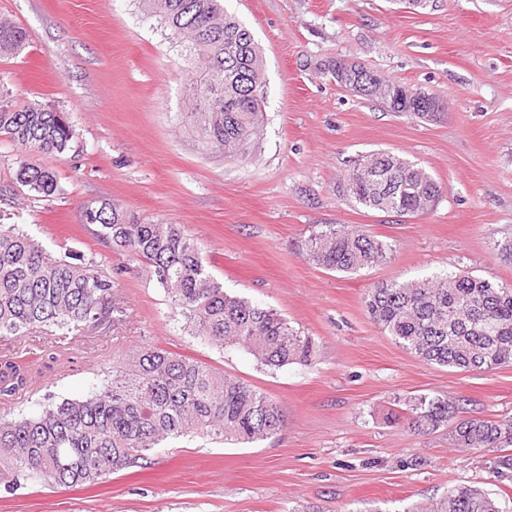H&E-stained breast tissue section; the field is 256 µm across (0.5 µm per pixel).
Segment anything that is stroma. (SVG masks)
I'll return each mask as SVG.
<instances>
[{
    "mask_svg": "<svg viewBox=\"0 0 512 512\" xmlns=\"http://www.w3.org/2000/svg\"><path fill=\"white\" fill-rule=\"evenodd\" d=\"M263 58L258 146L237 161L203 150L180 122L188 75L169 30L139 0H0V21L26 34L0 55L13 101L67 113L69 149L40 161L58 190L0 198L49 258L80 252L95 271L121 268L125 321L38 379L0 415L32 414L44 395L77 398L144 342L189 355L266 393L286 422L271 438L223 444L187 437L89 489L28 481L0 490V512H405L449 487L475 484L512 512V481L484 467L494 448L451 447L447 429L421 436L404 419L414 397L456 398L469 414L512 418V365L487 373L428 364L369 317L382 280L467 272L512 284L494 241L512 237V0H224ZM431 93L445 112L420 119L340 87L336 60ZM389 151L443 187L428 213L362 208L341 186L353 160ZM137 219L183 225L225 289L281 312L312 336V365L261 366L241 350L189 336L179 313L126 256L82 224L92 201ZM360 226L393 246L356 273L312 264L301 244L328 225Z\"/></svg>",
    "mask_w": 512,
    "mask_h": 512,
    "instance_id": "1",
    "label": "stroma"
}]
</instances>
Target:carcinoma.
<instances>
[{
    "label": "carcinoma",
    "instance_id": "cac0c4a2",
    "mask_svg": "<svg viewBox=\"0 0 512 512\" xmlns=\"http://www.w3.org/2000/svg\"><path fill=\"white\" fill-rule=\"evenodd\" d=\"M144 13L170 30L185 52L192 94L184 117L202 148L224 151V160L245 156L261 135L265 96L263 60L254 37L223 0H140ZM25 32L0 22V53L20 49ZM345 87L383 80L348 64ZM384 98L394 112L425 118L439 111L436 97L391 83ZM74 129L63 112L34 102L15 106L0 91V139L29 149L17 162L0 196L18 184L42 197L57 191L54 172L38 154L64 152ZM343 193L367 209L415 216L432 209L443 187L417 164L378 152L348 170ZM85 223L99 242L142 264L178 310L186 332L217 349L241 348L261 365H310L314 338L293 328L278 311L231 295L208 270L193 239L180 224L144 223L119 204L100 200L84 206ZM316 266L354 273L387 261L392 248L360 228L328 225L304 243ZM365 305L373 322L408 352L429 364L465 372L512 365V285L445 272L412 281H382ZM125 308L112 278L87 268L68 251L48 259L17 224H0V400L10 401L33 384L28 366L14 360L16 339L41 332L43 367L51 369L75 333L119 322ZM459 404L421 395L408 404L406 423L419 435L450 427L456 448H497L512 441V420L460 417ZM284 425L281 406L254 386L191 357L145 342L112 365L111 378L79 398L39 403L32 415L0 416V488L21 482L85 487L127 469L149 452L184 436L219 441H260ZM494 477H512V453L485 462ZM408 512H503L475 485H457L429 507Z\"/></svg>",
    "mask_w": 512,
    "mask_h": 512
}]
</instances>
